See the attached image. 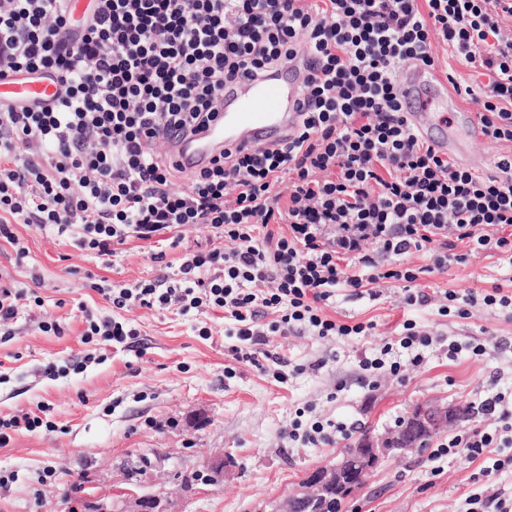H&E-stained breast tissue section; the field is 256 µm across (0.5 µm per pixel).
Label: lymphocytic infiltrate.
Wrapping results in <instances>:
<instances>
[{
	"label": "lymphocytic infiltrate",
	"mask_w": 512,
	"mask_h": 512,
	"mask_svg": "<svg viewBox=\"0 0 512 512\" xmlns=\"http://www.w3.org/2000/svg\"><path fill=\"white\" fill-rule=\"evenodd\" d=\"M436 41L485 76L458 89L481 100L485 139L512 144V0H94L78 23L64 0H0V77L46 73L61 85L44 108L0 104V242L18 246L14 227L29 224L110 256L132 239L167 234L176 248L181 228L209 230L183 248L175 276L92 283L112 312L86 311V344L134 339L114 316L131 307L223 309L249 362L276 333L366 335L367 324L327 315L337 290L374 300L403 283L404 306L422 307L432 298L421 276L487 251L512 259V154L479 174L401 111L400 69L434 67ZM302 49L320 66L287 142L226 151L189 173L158 152L168 133L215 120L225 81ZM419 253L428 265L411 264ZM478 303L512 319V290L500 285L444 292L439 312L465 319ZM436 346L451 359L485 352L407 319L394 343L359 359L361 377L399 375ZM481 410L494 428L458 432L436 454L479 463L490 480L505 466L492 450L512 446V387Z\"/></svg>",
	"instance_id": "lymphocytic-infiltrate-1"
}]
</instances>
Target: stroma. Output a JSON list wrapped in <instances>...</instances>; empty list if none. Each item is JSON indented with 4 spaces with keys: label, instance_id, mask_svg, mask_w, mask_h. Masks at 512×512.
Returning a JSON list of instances; mask_svg holds the SVG:
<instances>
[{
    "label": "stroma",
    "instance_id": "35a3bbf8",
    "mask_svg": "<svg viewBox=\"0 0 512 512\" xmlns=\"http://www.w3.org/2000/svg\"><path fill=\"white\" fill-rule=\"evenodd\" d=\"M14 230L26 249L0 247V277L36 289L17 316L0 325V417L49 407L54 431L13 436L0 446V512H133L126 490L158 499L161 512H274L307 473L335 461L347 441H292L294 421L345 422L380 437L418 403L436 400L475 412L453 431L493 425L480 413L494 387L512 385V321L483 306L460 319L437 304L404 309L402 292L383 289L379 299L337 291L328 315L370 324L355 340L311 332L267 337L265 353L283 358L286 382L232 353L237 337L223 310L136 308L138 331L129 348L85 344L84 308L109 313L90 287L92 278L133 284L170 274L181 255L167 249L152 261L157 240L133 239L112 257L79 250L74 234L24 224ZM40 284H33L32 275ZM512 278V261L496 252L470 257L444 273L427 275L434 291L481 293ZM36 296V297H37ZM413 318L443 337L484 344L480 358L448 359L430 350L425 363L401 377L359 380L361 352H375ZM56 321L61 334L43 332ZM208 328L209 337L199 334ZM67 367L46 374L49 364ZM431 448L386 459L346 501L343 512H460L479 467L432 460Z\"/></svg>",
    "mask_w": 512,
    "mask_h": 512
}]
</instances>
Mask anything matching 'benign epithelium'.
Wrapping results in <instances>:
<instances>
[{"mask_svg":"<svg viewBox=\"0 0 512 512\" xmlns=\"http://www.w3.org/2000/svg\"><path fill=\"white\" fill-rule=\"evenodd\" d=\"M454 407L436 401L416 404L409 413L412 431H396L379 442L353 446L335 463L310 472L294 494L288 497V512H302L317 497L334 491L348 496L386 456L397 451L418 450L432 434L442 430L453 418Z\"/></svg>","mask_w":512,"mask_h":512,"instance_id":"obj_1","label":"benign epithelium"}]
</instances>
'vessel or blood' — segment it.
<instances>
[{"label": "vessel or blood", "instance_id": "vessel-or-blood-1", "mask_svg": "<svg viewBox=\"0 0 512 512\" xmlns=\"http://www.w3.org/2000/svg\"><path fill=\"white\" fill-rule=\"evenodd\" d=\"M315 66V58L304 54L259 77L239 74L225 83L219 114L212 125L190 138L171 133L165 143L168 154L184 170L193 171L208 165L223 150L284 143L308 105L304 87ZM59 88L53 77L11 76L0 80V104H50ZM398 98L406 117L424 139L441 151L468 155V146L454 139L445 118L435 115L439 109L445 113L461 109L447 80L429 68H405L399 78Z\"/></svg>", "mask_w": 512, "mask_h": 512}]
</instances>
